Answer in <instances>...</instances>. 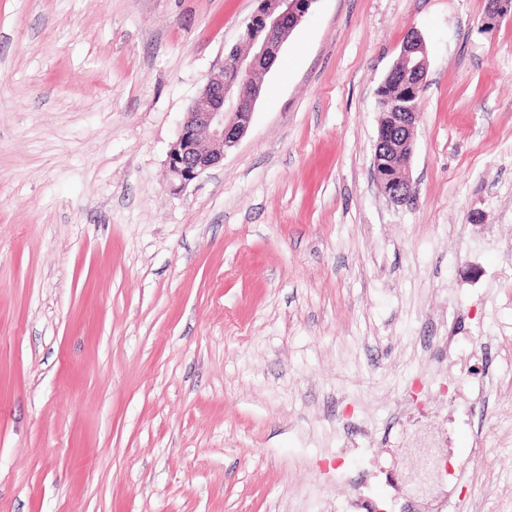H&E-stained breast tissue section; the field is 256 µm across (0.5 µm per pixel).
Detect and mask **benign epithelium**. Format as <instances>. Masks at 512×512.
<instances>
[{"label": "benign epithelium", "instance_id": "benign-epithelium-1", "mask_svg": "<svg viewBox=\"0 0 512 512\" xmlns=\"http://www.w3.org/2000/svg\"><path fill=\"white\" fill-rule=\"evenodd\" d=\"M316 0H260L258 11L246 30L248 51L236 57V76L224 72L210 78L193 100L167 156L174 189H183L203 172L219 164L227 150L246 134L261 94L254 74L266 72L285 43L288 33L309 13ZM428 70L426 48L421 36L408 31L397 62L385 80L393 82L399 98L388 100L376 90L384 108L373 146V172L383 195L393 204L406 205L415 199L409 168L415 150L418 113L412 102L425 87ZM407 481L418 486L417 512L426 508L424 491L433 486L435 467L426 457Z\"/></svg>", "mask_w": 512, "mask_h": 512}]
</instances>
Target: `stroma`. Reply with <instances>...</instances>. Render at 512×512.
<instances>
[{
  "label": "stroma",
  "mask_w": 512,
  "mask_h": 512,
  "mask_svg": "<svg viewBox=\"0 0 512 512\" xmlns=\"http://www.w3.org/2000/svg\"><path fill=\"white\" fill-rule=\"evenodd\" d=\"M257 7L0 0V512H336L366 471L386 493L411 397L457 424L448 512H512V15L316 0L245 136L173 189L184 114ZM411 29L399 206L376 89ZM472 344L473 415L444 368ZM428 70L426 48L417 31H408L397 62L378 86L376 94L380 120L373 146V172L383 195L393 204L406 205L415 199L409 168L415 150V125L418 112L412 102L425 87ZM393 82L399 98L387 100L382 88ZM387 110L388 112H384Z\"/></svg>",
  "instance_id": "35a3bbf8"
}]
</instances>
